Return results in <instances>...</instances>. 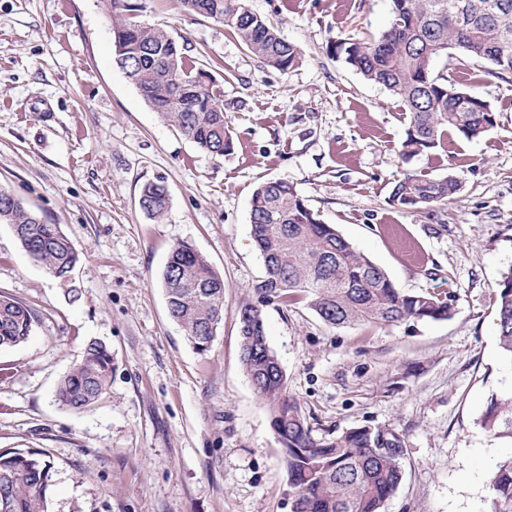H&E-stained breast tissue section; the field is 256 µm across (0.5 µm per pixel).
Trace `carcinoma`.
<instances>
[{
	"instance_id": "carcinoma-1",
	"label": "carcinoma",
	"mask_w": 512,
	"mask_h": 512,
	"mask_svg": "<svg viewBox=\"0 0 512 512\" xmlns=\"http://www.w3.org/2000/svg\"><path fill=\"white\" fill-rule=\"evenodd\" d=\"M114 41L133 64L134 87L200 150L222 156L233 146L215 76L198 67L167 30L143 23L140 0H107ZM183 7L217 22L264 65L287 72L299 63L297 46L282 37L247 0H180ZM366 81L389 91L408 118L401 156L430 152L455 131L468 139L494 128L495 114L474 87L480 66L487 73L512 75V0H391L388 27L375 39H345L327 48ZM453 68L435 70L441 56ZM461 189L452 176L408 174L396 182L389 201L404 210L443 208ZM140 207L155 219L164 216V186L148 184ZM0 224H8L22 249L54 277L67 280L79 253L58 225L47 223L9 191L0 188ZM253 242L264 262L258 303L240 310L241 359L265 400L284 457L291 512H383L404 474V442L392 430L359 427L334 437L316 438L296 398L288 393L277 354L254 312L274 299L308 301L325 323L395 325L407 320L439 321L452 316L448 299L406 293L386 272L325 224L293 184L269 181L253 192ZM170 316L199 351L212 341L211 325L224 316V279L206 257L187 243L175 246L163 273ZM497 340L512 364V265L498 282ZM34 314L0 294V349L25 342ZM112 376V352L91 341L82 360L57 386L56 400L74 412L91 406ZM491 438L512 441V387L491 395L478 419ZM51 462L38 452L0 451V512H48ZM491 512H512V456L501 460L490 479Z\"/></svg>"
}]
</instances>
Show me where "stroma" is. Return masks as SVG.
Here are the masks:
<instances>
[{
  "mask_svg": "<svg viewBox=\"0 0 512 512\" xmlns=\"http://www.w3.org/2000/svg\"><path fill=\"white\" fill-rule=\"evenodd\" d=\"M142 2L141 21L191 47L231 102L224 156L164 122L118 68L106 0H0V187L81 254L61 281L0 224V293L35 314L28 340L0 349V450L48 453L49 512H291L283 450L239 337L263 275L250 200L285 180L397 288L453 307L443 321L333 327L306 302L265 304L268 342L313 435L367 426L402 437L405 473L385 512H490L492 470L512 455L477 423L512 382L495 325L512 265V76L477 88L493 129L450 133L438 154L407 161L399 103L327 52L377 36L390 0H248L298 47L285 73L179 0ZM420 172L459 179L447 208L390 203L393 185ZM149 183L169 194L158 220L139 205ZM180 243L224 278V316L203 352L162 284ZM92 339L111 348L112 378L73 412L55 390Z\"/></svg>",
  "mask_w": 512,
  "mask_h": 512,
  "instance_id": "1",
  "label": "stroma"
}]
</instances>
